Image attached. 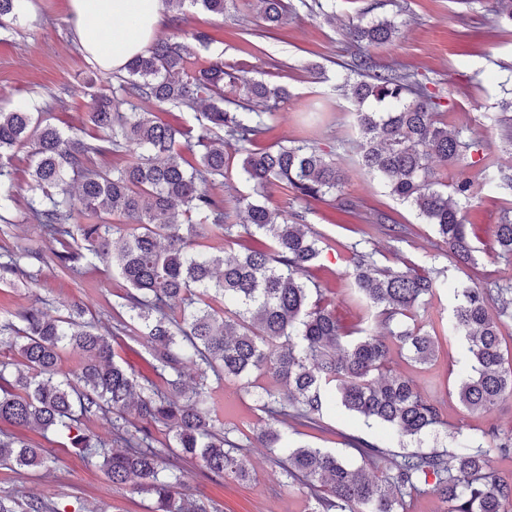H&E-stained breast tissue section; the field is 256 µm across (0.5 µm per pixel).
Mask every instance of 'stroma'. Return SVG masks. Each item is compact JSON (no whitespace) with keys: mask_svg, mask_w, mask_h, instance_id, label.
<instances>
[{"mask_svg":"<svg viewBox=\"0 0 512 512\" xmlns=\"http://www.w3.org/2000/svg\"><path fill=\"white\" fill-rule=\"evenodd\" d=\"M285 24L267 34L250 0H229L223 15L199 10L186 12L182 26L208 35L200 53L202 61L220 57L225 63L245 64L251 77L286 85L289 96L268 120L264 141L287 145L311 138L316 146L345 169L343 194L358 205L351 214L334 203L301 200L285 191L272 197L274 206L303 215L305 223L324 233L329 246L312 271L324 296L335 304L336 317L348 328L369 324L371 314L353 291L348 262L349 247L357 241V228L367 231L366 251L379 267L399 270L413 264L440 274L448 289L426 299L420 317L446 320L455 306L453 283L465 280L463 264L446 253L432 226L424 224L415 208L393 198L377 179L354 164L359 136L352 128L356 105L343 85L345 65L366 53L377 68L400 62L434 95L446 114L449 128L465 139L490 147L506 173L512 174V141L505 137L500 103L512 93V27L497 25L487 0H286ZM388 19L398 26L389 44L364 47L346 36L349 28ZM121 73L103 69L81 50L69 0H31L28 14L8 29H0V106L10 108L23 100L37 102L52 113L61 129L81 124L94 96L111 94ZM9 167L17 190L9 227L12 242L25 245L36 237L32 225L20 221L29 195L27 150L16 151ZM477 195L463 210L464 221L479 247L475 281L494 287L512 268V258L494 249L495 226L505 209L512 207V189L481 183V168L469 169ZM389 213L407 227L395 236L384 225H364L363 214ZM122 291L121 281L102 263L88 266L78 279L47 270L36 284L16 283L0 289V310L45 303L48 312L63 314L67 305L83 306L88 316L112 321V303ZM431 364L412 367L393 356V368L409 376L417 389L438 402L447 414V425L435 427L422 443L401 439L380 425L365 426L343 408L331 411L330 428L320 432L300 427L288 430L290 441L327 449L371 475H382L378 465L364 464L347 443L355 435L395 454L417 449L451 447L452 436L479 438L482 430L496 426L512 433V398L501 400L485 413L472 412L459 403L454 391L469 365L467 342L461 336L437 335ZM259 413L248 398H239L235 385L224 386V425L246 444L252 473L245 480L209 479L199 463L185 464L183 492L209 502L216 512H299L306 495L300 484L288 483L280 469L267 459L257 438ZM0 432L45 448L49 467L21 472L0 466V489L54 500L66 512H150L151 502L130 484H112L98 465L87 462L59 437L16 428L0 422Z\"/></svg>","mask_w":512,"mask_h":512,"instance_id":"1","label":"stroma"}]
</instances>
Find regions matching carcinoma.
<instances>
[{
	"mask_svg": "<svg viewBox=\"0 0 512 512\" xmlns=\"http://www.w3.org/2000/svg\"><path fill=\"white\" fill-rule=\"evenodd\" d=\"M23 0H0V27L23 19ZM267 29L285 23L284 0H256ZM180 28L184 7L224 15L226 0H162ZM498 20L512 24V0H491ZM397 26L372 21L346 33L357 43L393 41ZM208 37L196 31L162 37L124 67L112 96L93 104L88 120L93 140L66 133L51 113L24 101L0 107V222L15 203L8 161L29 149L31 195L22 221L34 225L38 240L0 251V286L36 284L55 266L75 279L97 260L124 282L113 307L112 331L146 341L149 374L114 360L107 337L79 307L54 317L34 303L8 311L0 321V345L16 363L0 362V422L33 427L67 440L84 458L97 460L114 485L133 484L153 502L152 512H212L210 505L181 491L183 471L173 459L199 460L208 476L243 480L250 475L244 444L232 439L215 415L210 381L240 382L265 414L258 437L286 477L299 481L314 500L310 512H406V499L433 494L448 512H512V475L492 469L493 456L512 455V435L484 432L486 446L455 440V449L433 448L397 456L356 438L368 461L389 462L380 478L346 464L320 448L292 446L281 428L296 424L328 428L330 406L419 440L444 424L441 408L413 381L391 368L396 347L411 361L429 362L432 322L408 325L419 303L446 282L403 270L376 267L374 254L352 246L353 288L374 311V326L356 332L340 325L325 304L322 289L307 273L327 238L301 223L302 216L270 205L276 188L302 200H340L343 169L308 140L263 147L267 117L288 98L287 87L251 79L242 65L219 59L193 67ZM363 80L345 83L358 106L359 165L380 177L389 193L418 211L448 253L464 265L475 263L476 247L463 224L460 203L471 200L474 181L465 163L471 149L460 132L448 128L444 113L426 87L408 72L376 70L361 56L349 64ZM240 90L224 96V83ZM127 105L130 111H121ZM204 108L193 146L199 161L189 164L176 150L181 129L163 123L152 109ZM237 145L238 157L224 152ZM129 158L112 166V154ZM483 180L508 184L497 158L483 154ZM457 168L454 182H440L435 164ZM232 167L251 183L257 199L228 205L213 193ZM80 204L86 224L75 221ZM368 224L406 230L376 211ZM241 254L224 258V245ZM495 248L512 256V219L496 225ZM457 303L442 325L469 343L470 369L460 379V403L486 412L512 395V363L501 350V327L512 319V285L492 291L466 281L455 286ZM386 329L390 342L378 336ZM82 356L73 370L62 368V353ZM195 375L186 378V368ZM274 378L280 389L254 390L253 374ZM103 420L112 429V449L86 428ZM167 430L157 446L153 429ZM49 457L15 437H0V465L16 470L45 467ZM0 512H60L44 498L23 503L0 490Z\"/></svg>",
	"mask_w": 512,
	"mask_h": 512,
	"instance_id": "cac0c4a2",
	"label": "carcinoma"
}]
</instances>
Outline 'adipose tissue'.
Masks as SVG:
<instances>
[{
  "mask_svg": "<svg viewBox=\"0 0 512 512\" xmlns=\"http://www.w3.org/2000/svg\"><path fill=\"white\" fill-rule=\"evenodd\" d=\"M80 45L115 71L142 54L164 20L161 0H70Z\"/></svg>",
  "mask_w": 512,
  "mask_h": 512,
  "instance_id": "1",
  "label": "adipose tissue"
}]
</instances>
